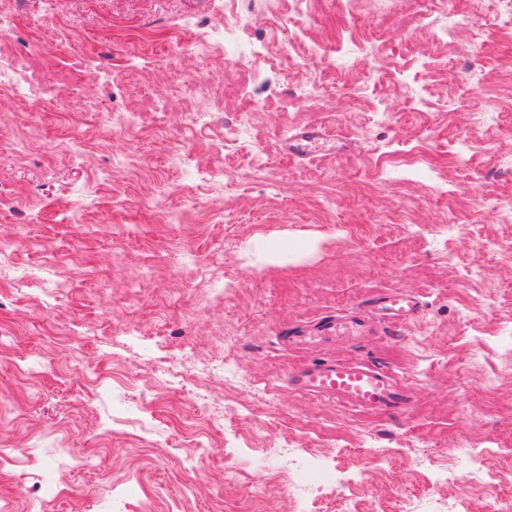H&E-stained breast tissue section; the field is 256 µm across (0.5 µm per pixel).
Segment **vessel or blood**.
Instances as JSON below:
<instances>
[{
    "label": "vessel or blood",
    "mask_w": 512,
    "mask_h": 512,
    "mask_svg": "<svg viewBox=\"0 0 512 512\" xmlns=\"http://www.w3.org/2000/svg\"><path fill=\"white\" fill-rule=\"evenodd\" d=\"M371 306L381 317L400 324L413 321L419 311L417 301L399 292L378 296ZM366 331L365 321L358 316L332 315L322 318L312 328H295L289 333L288 341L297 345L323 340L349 342ZM293 383L302 390L357 407L403 411L410 403L405 383L377 368L358 363L324 361L294 377Z\"/></svg>",
    "instance_id": "obj_1"
}]
</instances>
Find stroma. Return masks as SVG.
<instances>
[{"label":"stroma","mask_w":512,"mask_h":512,"mask_svg":"<svg viewBox=\"0 0 512 512\" xmlns=\"http://www.w3.org/2000/svg\"><path fill=\"white\" fill-rule=\"evenodd\" d=\"M444 6L432 29L403 0H241L238 35L265 49L241 67L193 53L221 0H26L14 46L78 77L57 91L82 122L50 157L41 104L0 98V240L30 284L0 307V512H494L512 492V31L475 40L482 0ZM146 28L177 70L135 42ZM222 77L240 82L223 131L191 133L182 96ZM305 129L325 140L303 156ZM52 257L73 288L49 304ZM390 291L416 321L370 314ZM349 311L370 335L286 341ZM324 360L385 369L409 410L290 384Z\"/></svg>","instance_id":"1"}]
</instances>
